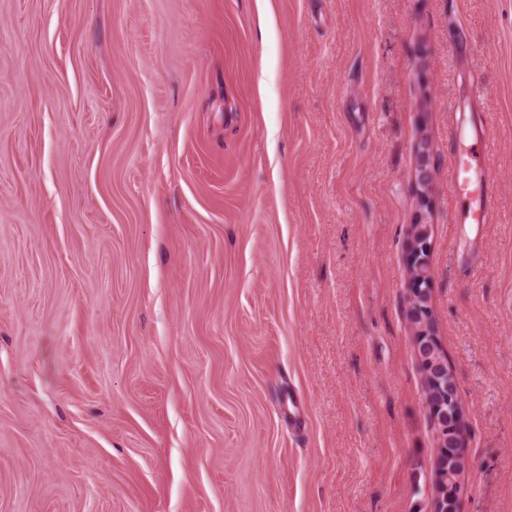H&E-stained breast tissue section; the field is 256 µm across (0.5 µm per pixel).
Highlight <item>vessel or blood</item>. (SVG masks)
Returning <instances> with one entry per match:
<instances>
[{"label":"vessel or blood","instance_id":"b4317fda","mask_svg":"<svg viewBox=\"0 0 512 512\" xmlns=\"http://www.w3.org/2000/svg\"><path fill=\"white\" fill-rule=\"evenodd\" d=\"M474 148H466L456 163V178L453 187L456 192L475 193L476 201L467 221L471 224L492 223L496 215V179L485 167L477 166Z\"/></svg>","mask_w":512,"mask_h":512}]
</instances>
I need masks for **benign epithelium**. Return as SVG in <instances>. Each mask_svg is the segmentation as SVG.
Here are the masks:
<instances>
[{"label":"benign epithelium","instance_id":"obj_1","mask_svg":"<svg viewBox=\"0 0 512 512\" xmlns=\"http://www.w3.org/2000/svg\"><path fill=\"white\" fill-rule=\"evenodd\" d=\"M426 137H421L415 147L416 168L413 179V192L417 201L415 222L407 243V262H412L414 256L423 252L425 257L417 264L419 287L412 285L414 278L406 277L407 284V313L410 325L414 328L417 351L421 364L425 367L427 381L426 403L430 415L442 427L437 430L438 448L448 455L452 464H465V448L461 429L450 427L446 423L447 411L442 406L431 401L432 388L444 386L448 394L457 396L455 376L441 372L444 363L441 359V347L437 337V329L431 317L430 300L433 280L430 270L429 257L431 253V187L433 175L431 172V154ZM456 481L453 477H440L436 491V509L438 512H457Z\"/></svg>","mask_w":512,"mask_h":512}]
</instances>
